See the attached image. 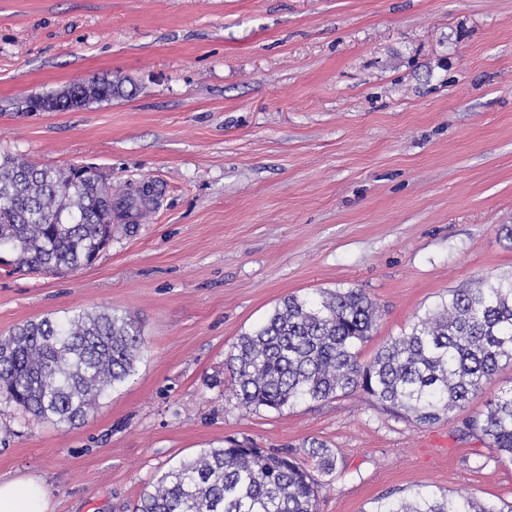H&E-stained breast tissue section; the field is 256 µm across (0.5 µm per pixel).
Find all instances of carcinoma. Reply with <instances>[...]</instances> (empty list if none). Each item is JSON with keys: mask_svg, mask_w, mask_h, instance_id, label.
Returning <instances> with one entry per match:
<instances>
[{"mask_svg": "<svg viewBox=\"0 0 512 512\" xmlns=\"http://www.w3.org/2000/svg\"><path fill=\"white\" fill-rule=\"evenodd\" d=\"M122 80H92L32 95L27 111L65 112L125 97ZM112 187L92 174L0 157V257L33 273L76 272L112 238ZM379 309L359 289L285 298L267 320L240 336L230 354L232 386L248 410L277 412L306 401L362 392L385 408L428 425L483 391L499 362L512 360V278L479 279L416 316L368 363L358 346L373 335ZM145 350L128 313L72 310L44 317L0 339V401L37 420L75 427L100 399L135 372ZM463 434L512 459V388L469 416ZM317 471L337 467L322 442L308 451ZM321 483L293 451L247 441L201 448L142 493L133 512H317ZM376 512H512L468 495L418 491Z\"/></svg>", "mask_w": 512, "mask_h": 512, "instance_id": "carcinoma-1", "label": "carcinoma"}]
</instances>
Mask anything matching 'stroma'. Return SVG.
Instances as JSON below:
<instances>
[{"label":"stroma","instance_id":"obj_1","mask_svg":"<svg viewBox=\"0 0 512 512\" xmlns=\"http://www.w3.org/2000/svg\"><path fill=\"white\" fill-rule=\"evenodd\" d=\"M126 96L21 110L94 79ZM0 154L94 164L145 216L82 270H0V337L73 309L135 315V373L83 423L0 405V477L54 512H130L225 438L337 454L318 512L423 491L512 502V459L461 435L490 390L420 426L365 395L245 411L227 363L291 295L357 288L382 316L369 362L453 288L512 277V0H0Z\"/></svg>","mask_w":512,"mask_h":512}]
</instances>
